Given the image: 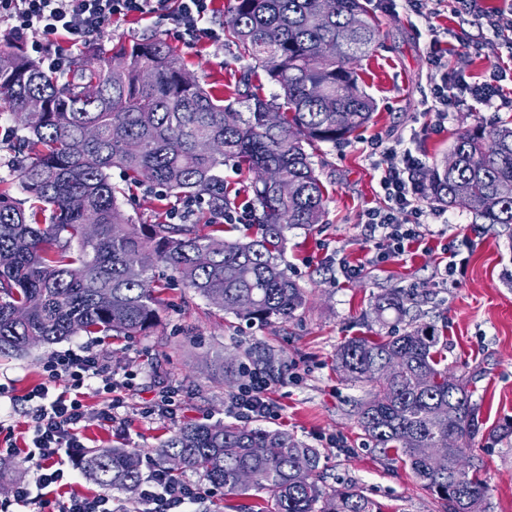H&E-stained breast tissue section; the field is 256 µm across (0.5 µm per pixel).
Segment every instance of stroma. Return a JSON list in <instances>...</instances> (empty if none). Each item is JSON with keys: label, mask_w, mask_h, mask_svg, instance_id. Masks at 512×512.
Instances as JSON below:
<instances>
[{"label": "stroma", "mask_w": 512, "mask_h": 512, "mask_svg": "<svg viewBox=\"0 0 512 512\" xmlns=\"http://www.w3.org/2000/svg\"><path fill=\"white\" fill-rule=\"evenodd\" d=\"M376 15L381 45L363 58L360 69V84L376 110L349 141L314 148L316 172L326 189V214L320 224L287 232L283 265L306 288V308L287 321L252 324L175 285L164 292L160 321L145 335H81L34 347L20 357L2 356L0 382L11 386L12 397L0 401V441L25 447L26 396L45 382L44 362L56 351L88 344L114 367L135 372L137 384L120 410L124 430L93 420L81 431L83 442L91 449H139L144 470L157 468L153 450L177 423L233 421L227 402L243 378L217 374L216 357L249 366L271 350L278 363L270 396L279 416L262 426L288 430L318 448L326 488L355 484L383 512H442L403 456L384 454L367 441L355 416L364 392L336 373L334 361L347 339L386 334L372 314L378 296L393 288L411 291L422 321L434 323L446 337L448 368L467 380L484 429L512 423V236L501 225L476 221L463 207L446 209L449 233L463 241L456 258L457 283L448 287L441 282L446 258L439 237H427L379 261L360 222L364 210L384 204L381 172L370 158L373 143L389 146L405 140L432 167L444 162L457 131L477 124L489 128L512 118L510 104L493 111L476 103L469 111L450 114L445 123L437 122L428 101L442 72L428 63L430 27L450 29L469 43L466 72L472 76L511 58L505 45L512 41V31L496 34L474 25L467 14L435 11L433 0H423L417 15L401 5ZM152 37L164 39L189 72L217 93L234 86L247 65L231 42L190 44L172 25L136 17L113 20L99 43L108 49ZM343 261L361 268V275L346 277L339 267ZM161 392L181 400L177 420L143 415V407ZM471 448L488 487L490 512H512V443L483 434Z\"/></svg>", "instance_id": "obj_1"}]
</instances>
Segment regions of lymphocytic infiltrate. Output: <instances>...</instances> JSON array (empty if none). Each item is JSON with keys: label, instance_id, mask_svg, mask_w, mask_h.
<instances>
[{"label": "lymphocytic infiltrate", "instance_id": "f902f5d3", "mask_svg": "<svg viewBox=\"0 0 512 512\" xmlns=\"http://www.w3.org/2000/svg\"><path fill=\"white\" fill-rule=\"evenodd\" d=\"M213 0H0V20L9 22L16 39L27 32L42 30L49 37H65L71 45L80 46L101 37L112 20L136 16L158 23H169L182 37L193 43L216 42L224 35L223 27L212 24ZM507 74L495 68L478 82L468 81L463 68L446 75L434 86L433 110L439 120L458 112L475 101L496 107L503 93ZM381 169V188L387 199L386 208L368 209L361 222L367 239L375 249L404 252L413 242L425 236L430 215L418 201L412 180L424 161L411 148L379 151L373 160ZM404 221H397V214ZM47 384L28 395L31 408L27 414L29 442L25 459L32 471L29 482L19 484L13 502L25 506L37 501L42 512H122L105 495L62 497L60 490L66 479V466L84 457L86 446L80 437L84 423L96 419L110 425H123L119 416L120 400H112L97 412H89L76 392L93 385L108 394L117 388H131V373L119 374L111 364L87 345L53 353L43 366ZM68 377L72 395L54 394L49 384L58 377ZM271 380L259 369L247 378L230 401V409L241 420L274 418L278 412L269 396ZM204 494L201 485L171 480L162 470H154L142 482L138 501L142 512H176L194 503Z\"/></svg>", "mask_w": 512, "mask_h": 512}]
</instances>
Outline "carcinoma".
<instances>
[{"mask_svg": "<svg viewBox=\"0 0 512 512\" xmlns=\"http://www.w3.org/2000/svg\"><path fill=\"white\" fill-rule=\"evenodd\" d=\"M371 0H233L224 33L264 67L280 90L268 100L246 73L229 94L192 79L170 45L156 37L108 51L88 45L57 73L0 43V106L17 117L26 161L14 179L37 202L27 210L0 180V355L73 336H137L158 320L155 270L163 266L195 295L224 299L221 309L251 323L289 320L305 291L282 268L286 232L321 222L325 191L308 149L352 137L372 118L373 99L359 85L357 63L380 36ZM45 107L32 112V97ZM244 110H239V107ZM279 114L275 126L267 114ZM451 165L417 173L421 196L443 207L463 204L485 224L512 228V120L456 137ZM252 174L251 224L227 238L224 165ZM276 168L288 196L263 180ZM159 190V219L135 224L118 204L110 171ZM194 214L175 223L176 204ZM414 307L401 289L381 295L377 321H402ZM443 337L411 324L389 336H356L336 350V372L367 388L357 423L375 447L406 458L444 512H486L470 443L481 432L467 383L448 373ZM453 407L455 424L439 417ZM448 442L446 459L428 455ZM155 455L167 467L204 473L226 495H268L259 512H382L353 485L320 484L321 453L282 430L224 423H183ZM84 469L100 486L130 496L143 481V458L96 448Z\"/></svg>", "mask_w": 512, "mask_h": 512, "instance_id": "1", "label": "carcinoma"}]
</instances>
